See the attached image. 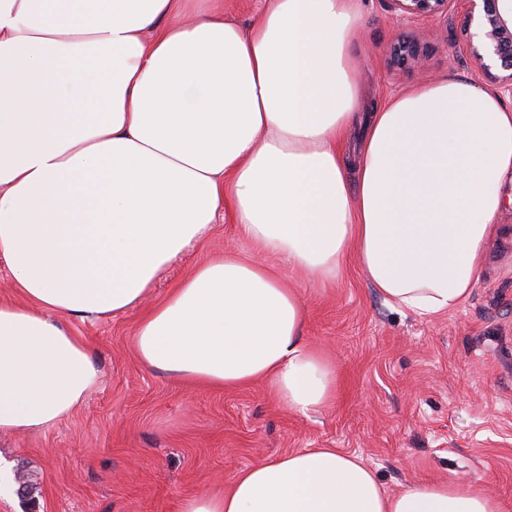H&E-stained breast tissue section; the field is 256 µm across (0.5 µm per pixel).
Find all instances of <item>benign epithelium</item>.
<instances>
[{
  "mask_svg": "<svg viewBox=\"0 0 512 512\" xmlns=\"http://www.w3.org/2000/svg\"><path fill=\"white\" fill-rule=\"evenodd\" d=\"M400 17H437L454 6L465 18L469 52L481 74L512 93V0H392ZM419 56L416 44L399 41L391 58L404 64Z\"/></svg>",
  "mask_w": 512,
  "mask_h": 512,
  "instance_id": "obj_1",
  "label": "benign epithelium"
}]
</instances>
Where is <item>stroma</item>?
<instances>
[{
  "mask_svg": "<svg viewBox=\"0 0 512 512\" xmlns=\"http://www.w3.org/2000/svg\"><path fill=\"white\" fill-rule=\"evenodd\" d=\"M353 47L361 112L421 83L464 78L491 90L469 54L464 20L397 17L391 0H364ZM400 38L423 56L391 60ZM479 280L457 309L417 316L391 307L349 260L335 283L296 279L304 336L339 376L335 404L300 416L262 385L188 386L146 368L135 351L140 310L69 321L92 347L98 386L67 419L41 433L1 434L0 457L31 499L0 496V512H178L189 495L228 485L271 456L338 448L370 466L387 491L426 478L474 480L512 502V179L501 189ZM251 256L219 220L157 281L160 299L212 253Z\"/></svg>",
  "mask_w": 512,
  "mask_h": 512,
  "instance_id": "35a3bbf8",
  "label": "stroma"
}]
</instances>
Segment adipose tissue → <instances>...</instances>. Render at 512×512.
Wrapping results in <instances>:
<instances>
[{
	"instance_id": "1",
	"label": "adipose tissue",
	"mask_w": 512,
	"mask_h": 512,
	"mask_svg": "<svg viewBox=\"0 0 512 512\" xmlns=\"http://www.w3.org/2000/svg\"><path fill=\"white\" fill-rule=\"evenodd\" d=\"M360 25L355 0H265L247 28L211 0H0V258L17 293L0 299V433L47 431L97 386L66 319L138 307L146 367L200 388L260 382L304 416L329 407L336 366L306 342L300 292L271 257L331 283L356 256L391 306L421 316L465 302L512 174V110L451 78L361 117ZM221 213L259 260L213 256L144 307ZM179 512L512 503L477 481L390 493L358 456L306 448Z\"/></svg>"
}]
</instances>
